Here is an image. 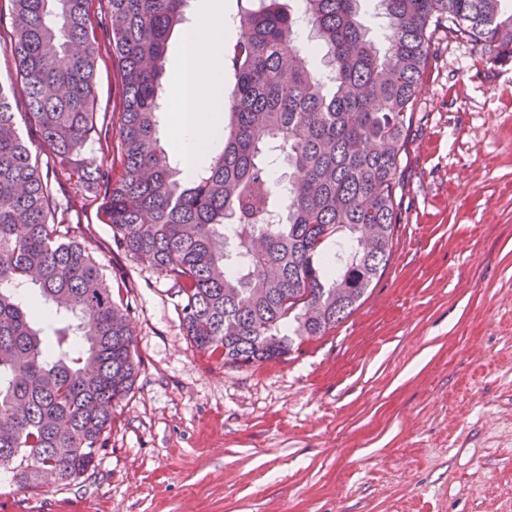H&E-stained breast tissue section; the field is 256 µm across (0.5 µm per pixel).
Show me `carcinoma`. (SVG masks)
I'll return each mask as SVG.
<instances>
[{
	"mask_svg": "<svg viewBox=\"0 0 512 512\" xmlns=\"http://www.w3.org/2000/svg\"><path fill=\"white\" fill-rule=\"evenodd\" d=\"M188 2L109 0L123 110L117 140L100 149L116 171L94 158L71 165L99 135L89 0H9L6 52L36 132L20 133L0 83V465L23 489L90 470L138 373L128 310L74 236V198L103 191L114 242L176 283L196 347L232 364L283 358L351 315L388 264L400 158L439 32L512 61L503 0H379L383 53L359 0H302L300 18L281 0H257L224 54L223 148L183 181L157 126L168 40ZM302 19L326 49L323 75L295 43ZM280 159L292 170L286 184L271 181ZM28 285L55 309L43 328L41 308L15 298Z\"/></svg>",
	"mask_w": 512,
	"mask_h": 512,
	"instance_id": "obj_1",
	"label": "carcinoma"
}]
</instances>
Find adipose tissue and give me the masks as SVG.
<instances>
[{
  "label": "adipose tissue",
  "mask_w": 512,
  "mask_h": 512,
  "mask_svg": "<svg viewBox=\"0 0 512 512\" xmlns=\"http://www.w3.org/2000/svg\"><path fill=\"white\" fill-rule=\"evenodd\" d=\"M226 28L220 0H210L183 35L188 50L179 59L172 110L177 154L190 175L202 168L223 132L218 116L224 110V83L214 62L224 50Z\"/></svg>",
  "instance_id": "1"
}]
</instances>
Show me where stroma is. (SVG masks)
Instances as JSON below:
<instances>
[{"label":"stroma","mask_w":512,"mask_h":512,"mask_svg":"<svg viewBox=\"0 0 512 512\" xmlns=\"http://www.w3.org/2000/svg\"><path fill=\"white\" fill-rule=\"evenodd\" d=\"M0 0V82L13 28ZM97 125L122 109L108 0ZM390 260L360 307L288 356L199 350L173 281L118 249L92 195L76 234L127 305L139 371L87 474L45 492L0 467V512H512V61L441 37L401 156Z\"/></svg>","instance_id":"1"}]
</instances>
